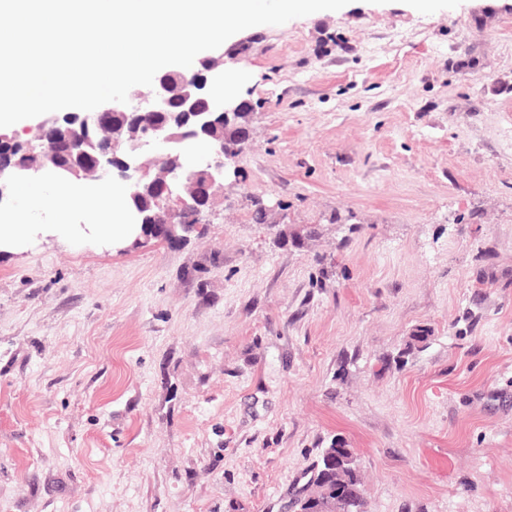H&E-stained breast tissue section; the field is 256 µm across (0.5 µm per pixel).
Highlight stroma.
<instances>
[{
    "label": "stroma",
    "instance_id": "35a3bbf8",
    "mask_svg": "<svg viewBox=\"0 0 512 512\" xmlns=\"http://www.w3.org/2000/svg\"><path fill=\"white\" fill-rule=\"evenodd\" d=\"M234 40L198 233L0 253V512H296L338 445L364 512H512V0Z\"/></svg>",
    "mask_w": 512,
    "mask_h": 512
}]
</instances>
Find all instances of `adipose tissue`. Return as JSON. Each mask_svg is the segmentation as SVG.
Wrapping results in <instances>:
<instances>
[{"label": "adipose tissue", "mask_w": 512, "mask_h": 512, "mask_svg": "<svg viewBox=\"0 0 512 512\" xmlns=\"http://www.w3.org/2000/svg\"><path fill=\"white\" fill-rule=\"evenodd\" d=\"M55 182V175L49 173L36 184L27 181L17 183L14 190L16 207L0 212V251H16L40 232L79 241L80 229L72 222L76 214L89 217L91 235L115 242L133 237L134 226L126 206L130 189L119 182L90 184L83 189L66 188L65 204L60 207L53 223H26V216L43 209Z\"/></svg>", "instance_id": "adipose-tissue-1"}]
</instances>
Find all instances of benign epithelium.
Segmentation results:
<instances>
[{
	"label": "benign epithelium",
	"mask_w": 512,
	"mask_h": 512,
	"mask_svg": "<svg viewBox=\"0 0 512 512\" xmlns=\"http://www.w3.org/2000/svg\"><path fill=\"white\" fill-rule=\"evenodd\" d=\"M238 60L236 48L198 60L199 69L174 93L164 74L155 76L153 86L128 93V102H114L96 112H69L39 122L26 145L40 150L38 163L17 168L10 162L16 138L0 133V204L9 200L14 182L22 177L38 179L51 170L66 178L102 182L118 180L131 189V197L145 191L157 203L153 210L132 211L134 223L149 239L178 244L195 232L206 216V206L223 189L224 181L238 177V156L224 152V142L212 136L221 126L236 130L241 143L248 141V128L240 116L248 114L249 102L224 89V71L219 64ZM179 96L180 112L176 116L194 127L198 140L192 145L201 149L194 162L187 160L182 126L169 120L152 122L148 116L168 110L174 96ZM76 125V138L50 142L58 124ZM93 142L97 153L84 163L73 165L60 161L62 150L77 139ZM330 468L356 461L354 451L344 448L324 454Z\"/></svg>",
	"instance_id": "1"
}]
</instances>
